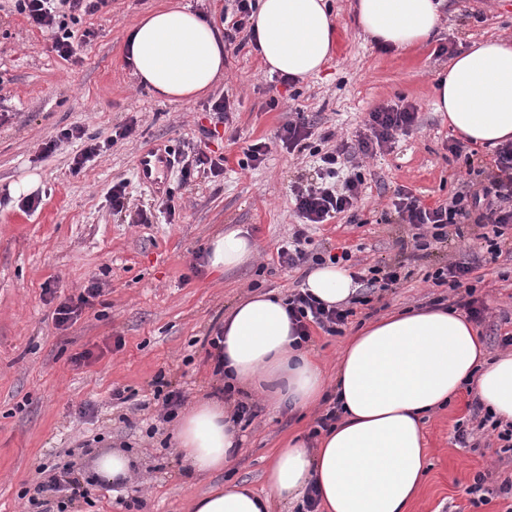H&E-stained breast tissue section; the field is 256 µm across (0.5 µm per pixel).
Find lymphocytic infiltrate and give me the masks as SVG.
<instances>
[{
	"instance_id": "1",
	"label": "lymphocytic infiltrate",
	"mask_w": 512,
	"mask_h": 512,
	"mask_svg": "<svg viewBox=\"0 0 512 512\" xmlns=\"http://www.w3.org/2000/svg\"><path fill=\"white\" fill-rule=\"evenodd\" d=\"M13 11L24 15L29 23L48 33L52 49L61 58L73 57L77 47L89 41L90 31L80 30L83 16L106 7L108 0H7ZM417 119L415 106L386 105L368 112L365 135L356 143L340 141L319 157L317 181L297 186L294 190L295 208L303 226L282 242L277 250L281 265L296 268L307 263L323 264V257L308 251L309 238L305 227L323 224L341 214L355 213L361 200L364 176L354 163L357 155H375L378 148L395 142L405 134ZM494 170L468 167V178L460 190L448 197L446 204L429 208L411 191L398 190L393 202L402 223L408 224L416 249H428L430 241L445 242L448 229L463 224L489 227L485 235L490 260L501 253L499 238L512 224V142L500 145L495 151ZM471 272L468 262L454 261L437 268L429 278L435 286H448L459 292V307L469 318L481 321L483 308L474 296V285L468 284ZM352 308L329 307L305 291H297L288 298V315L295 326L300 342H309L311 327H318L330 335L342 334Z\"/></svg>"
}]
</instances>
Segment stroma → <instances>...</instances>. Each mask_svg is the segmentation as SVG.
Segmentation results:
<instances>
[{
	"label": "stroma",
	"instance_id": "stroma-1",
	"mask_svg": "<svg viewBox=\"0 0 512 512\" xmlns=\"http://www.w3.org/2000/svg\"><path fill=\"white\" fill-rule=\"evenodd\" d=\"M169 2L109 0L83 17L80 26L92 36L67 60L22 15L0 11V512H24L23 494L35 489L42 465L88 480L89 498L75 502V512H189L194 497L235 482L263 493V473L279 447L317 429L325 407L302 416L260 408L242 428L233 466L217 475L195 474L176 453L175 424L163 421L154 397L160 376L182 390L190 406L221 388L210 368L208 339L226 312L253 292L287 297L302 286L304 269L282 266L277 256L299 222L293 190L318 172L310 152L291 154L274 144L295 107L314 119L316 146L330 132L355 140L375 107L418 109L416 123L392 148L361 158L366 191L355 219L341 215L309 230L312 251L348 249L354 271L400 260L412 272L379 299L355 305L347 334L396 309L423 307L440 296L454 300L449 288L422 280L452 254L471 262L481 279L476 295L486 312L478 330L491 354H503L502 340L512 335V253L486 262L483 229L467 224L448 244L400 259L396 242L411 233L391 205L400 188L430 208L460 188L466 163L449 154L452 133L434 109L433 79L450 61L438 49L512 39V0H446L434 40L387 52L356 28L353 0H329L334 52L319 75L283 86L247 40L229 52L224 76L208 97L190 102L155 97L123 56L129 28ZM224 95L233 109L211 145L226 159L223 174L186 181L175 168L160 190L143 186L135 169L139 153L159 145L192 154L209 99ZM125 124L134 125L133 136L81 169L73 159L84 140L42 152L63 128L79 126L86 138L102 141ZM259 140L272 145L264 163L241 169L244 149ZM33 173L41 177V203L29 210L9 187ZM120 181L132 205L151 212L150 223L113 213L108 195ZM169 201L176 207L172 217ZM230 226L247 230L258 252L234 272L208 273V242ZM94 283L101 295L57 326L56 307ZM84 351L90 359L75 365L74 355ZM117 389L125 401L113 399ZM83 407L93 416L80 415ZM473 408L466 389L425 418L428 473L412 512H506L512 506V494L500 491L512 479V451L480 428ZM459 423L467 431L462 444L455 439ZM112 449L132 458L127 480L119 486L90 481L97 454ZM480 474L485 500L475 504L466 489Z\"/></svg>",
	"mask_w": 512,
	"mask_h": 512
}]
</instances>
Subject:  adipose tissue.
Here are the masks:
<instances>
[{"label": "adipose tissue", "mask_w": 512, "mask_h": 512, "mask_svg": "<svg viewBox=\"0 0 512 512\" xmlns=\"http://www.w3.org/2000/svg\"><path fill=\"white\" fill-rule=\"evenodd\" d=\"M443 0H356L359 29L399 49L421 46L438 29ZM257 52L269 73L318 75L334 50L328 0H259L251 18ZM126 52L138 81L154 95L191 101L224 73V36L183 5L153 11L128 32ZM436 111L463 142L494 148L512 142V41L487 39L454 57L437 76ZM247 231L210 240L206 267L231 272L254 254ZM304 289L330 306L355 292L349 271L313 269ZM218 360L224 381L262 396L272 408L303 410L326 392L327 377L297 345L288 305L271 293L237 304L224 318ZM496 418L512 422V354L489 359L474 325L441 306L391 313L351 336L336 363L340 418L315 449L294 439L264 473L268 488L297 500L317 486L324 512H409L427 475L423 420L464 386ZM177 453L196 473H219L238 452V430L223 405L203 401L179 416ZM246 486H216L193 499L192 512H268Z\"/></svg>", "instance_id": "obj_1"}]
</instances>
